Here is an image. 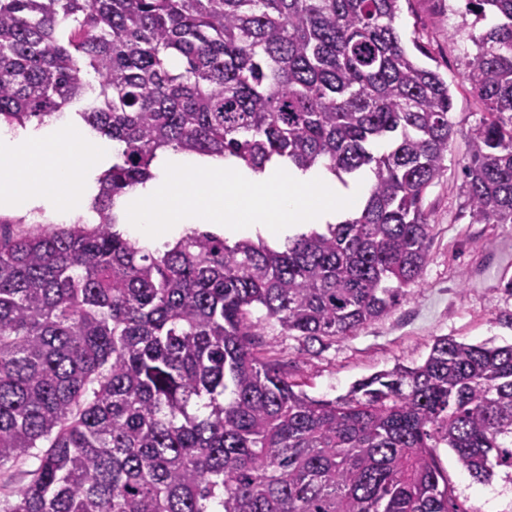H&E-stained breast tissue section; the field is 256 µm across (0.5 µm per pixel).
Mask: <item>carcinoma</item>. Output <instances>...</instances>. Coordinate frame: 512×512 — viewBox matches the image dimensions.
Segmentation results:
<instances>
[{"instance_id": "carcinoma-1", "label": "carcinoma", "mask_w": 512, "mask_h": 512, "mask_svg": "<svg viewBox=\"0 0 512 512\" xmlns=\"http://www.w3.org/2000/svg\"><path fill=\"white\" fill-rule=\"evenodd\" d=\"M401 0H0V123L69 106L117 144L89 212L0 217V469L37 461L0 512H458L437 449L512 482V344L433 340L333 399L262 352L329 346L418 283L453 95L396 28ZM474 224H512V0H465ZM496 23L486 31L477 24ZM372 174L338 224L150 250L124 197L160 151Z\"/></svg>"}]
</instances>
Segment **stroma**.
Returning <instances> with one entry per match:
<instances>
[{"mask_svg":"<svg viewBox=\"0 0 512 512\" xmlns=\"http://www.w3.org/2000/svg\"><path fill=\"white\" fill-rule=\"evenodd\" d=\"M461 0H403L396 20L404 43L419 42L430 55L454 97L457 135L448 169L426 195L434 239L429 260L408 297L357 335L339 338L323 351L306 350L301 341L266 330L264 347L288 364L291 377L313 397L345 394L356 380L391 368L395 362H422L435 337L467 343L512 344V224H475L463 183L469 150L467 133L482 112L465 74L475 48L455 37L471 25L458 14ZM440 465L461 512H512V483L472 480L449 449L438 451Z\"/></svg>","mask_w":512,"mask_h":512,"instance_id":"35a3bbf8","label":"stroma"}]
</instances>
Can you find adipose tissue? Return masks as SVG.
I'll list each match as a JSON object with an SVG mask.
<instances>
[{
  "instance_id": "adipose-tissue-1",
  "label": "adipose tissue",
  "mask_w": 512,
  "mask_h": 512,
  "mask_svg": "<svg viewBox=\"0 0 512 512\" xmlns=\"http://www.w3.org/2000/svg\"><path fill=\"white\" fill-rule=\"evenodd\" d=\"M2 148L15 155L9 167L0 168V205L48 201L62 211L76 206L92 151L81 126L68 124L51 140L0 127Z\"/></svg>"
}]
</instances>
